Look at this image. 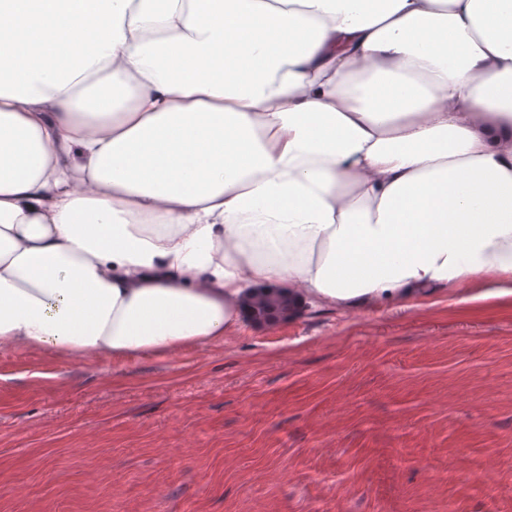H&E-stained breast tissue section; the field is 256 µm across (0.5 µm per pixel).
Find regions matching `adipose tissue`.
<instances>
[{
  "instance_id": "adipose-tissue-1",
  "label": "adipose tissue",
  "mask_w": 512,
  "mask_h": 512,
  "mask_svg": "<svg viewBox=\"0 0 512 512\" xmlns=\"http://www.w3.org/2000/svg\"><path fill=\"white\" fill-rule=\"evenodd\" d=\"M0 64V348L166 355L253 289L512 288V0H41Z\"/></svg>"
}]
</instances>
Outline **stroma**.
Returning a JSON list of instances; mask_svg holds the SVG:
<instances>
[{"instance_id": "35a3bbf8", "label": "stroma", "mask_w": 512, "mask_h": 512, "mask_svg": "<svg viewBox=\"0 0 512 512\" xmlns=\"http://www.w3.org/2000/svg\"><path fill=\"white\" fill-rule=\"evenodd\" d=\"M305 307L119 360L0 350V512H512V296Z\"/></svg>"}]
</instances>
